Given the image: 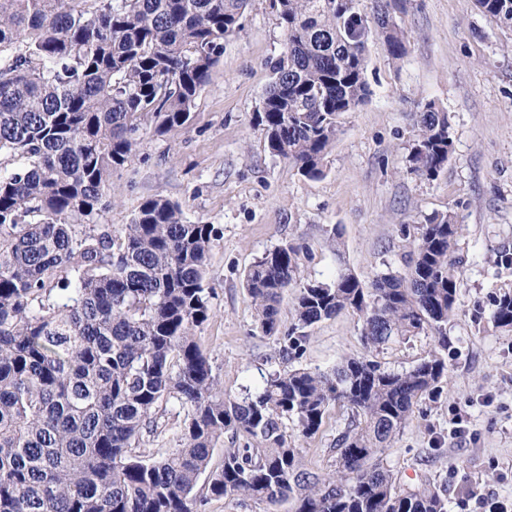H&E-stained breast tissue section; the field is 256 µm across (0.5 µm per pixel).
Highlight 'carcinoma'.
Wrapping results in <instances>:
<instances>
[{"mask_svg":"<svg viewBox=\"0 0 512 512\" xmlns=\"http://www.w3.org/2000/svg\"><path fill=\"white\" fill-rule=\"evenodd\" d=\"M271 0L286 35L272 64L259 124L270 152L319 178L340 117L370 95L366 41L406 54L394 15L402 0ZM512 25V0H476ZM251 0H0V512H201L207 497L261 502L267 512H448L434 488L402 489L383 463L415 406L441 395L460 277L453 210L425 217L407 271L366 284L349 270L302 281L304 246L285 241L244 274L254 328L299 362L309 330L343 311L358 316L372 353L390 341L437 335L405 372L366 356L333 368L267 375L232 397L219 387L193 331L209 318L206 275L217 229L188 221L161 195L120 232L99 223L107 180L133 156L149 122L185 126L195 100L238 32ZM406 173L434 180L452 153L448 113H413ZM296 289L292 322L279 304ZM491 317L512 329V291ZM175 398L185 442L160 457L136 451ZM352 412L336 439V471L317 478L301 449L329 409ZM222 465L211 467L224 435ZM206 476L207 495L195 493Z\"/></svg>","mask_w":512,"mask_h":512,"instance_id":"obj_1","label":"carcinoma"}]
</instances>
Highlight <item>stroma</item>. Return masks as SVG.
Segmentation results:
<instances>
[{
	"label": "stroma",
	"mask_w": 512,
	"mask_h": 512,
	"mask_svg": "<svg viewBox=\"0 0 512 512\" xmlns=\"http://www.w3.org/2000/svg\"><path fill=\"white\" fill-rule=\"evenodd\" d=\"M407 53L393 59L370 36L365 78L372 94L343 114L341 133L318 179L298 175L272 155L258 123L271 64L285 33L270 0H252L242 28L224 42L189 126L157 133L147 127L131 161L113 172L103 223L119 230L141 202L161 195L192 222L212 224L206 285L210 316L193 336L224 392L257 387L282 363L273 338L254 333L244 272L264 252L304 244L305 278L330 281L348 269L364 281L404 271L402 230L426 216L455 210L463 226L456 255L461 288L449 318L448 382L438 399L423 398L384 456L404 488L423 483L460 512L464 491L478 486L512 500V330L491 319L495 294L512 288V269L495 264L512 246V27L473 0H404L395 16ZM445 110L453 150L437 179L403 174L413 137L412 114L427 102ZM435 347L432 335L398 338L374 352L382 367L402 372ZM360 326L343 312L310 333L303 367L331 369L363 355ZM468 434L450 436L455 412ZM350 409L335 406L320 430L301 440L302 463L317 476L336 468V440ZM187 411L163 405L156 432L139 448L160 456L184 444Z\"/></svg>",
	"instance_id": "stroma-1"
}]
</instances>
